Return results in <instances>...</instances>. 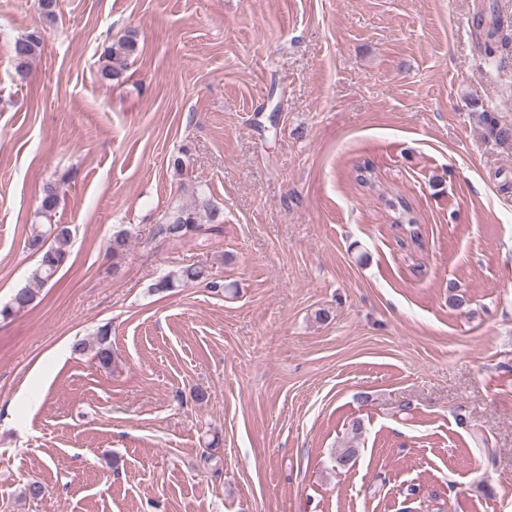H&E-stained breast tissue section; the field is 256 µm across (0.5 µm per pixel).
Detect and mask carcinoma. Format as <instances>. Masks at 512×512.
Masks as SVG:
<instances>
[{"mask_svg": "<svg viewBox=\"0 0 512 512\" xmlns=\"http://www.w3.org/2000/svg\"><path fill=\"white\" fill-rule=\"evenodd\" d=\"M45 41V29L35 27L24 37L15 41L13 56L16 72L20 79H25L30 62L40 52ZM139 51L136 34L132 33L104 49L105 63L101 68V77L105 80L120 81L126 61ZM60 183H48L43 189L38 214L47 219L56 213L61 199ZM388 208L395 214V219L410 227L409 237L413 243L420 241L417 221L412 215L408 203L403 198H391L387 202ZM224 213L212 203L205 194L196 195L194 202L189 206H182L168 213L159 232L169 240L179 242L188 237H204L211 239L223 233ZM72 231L69 226L62 224H33L31 225L30 246L38 251V262L32 271L31 279L35 284L33 288L18 290L10 304L0 309V317L8 319L13 315L32 307L37 299V289L47 285L63 268L70 258ZM129 234L120 230L112 235L109 250L113 258L121 259L127 251ZM205 282L211 288L218 287V283L210 280V271L198 265H189L173 268L166 272L155 284L157 292H167L180 288L189 283ZM109 330L102 327L97 332L93 344L80 339L73 344V350L84 352L88 349L94 352L98 363L108 368L114 361V351L108 339Z\"/></svg>", "mask_w": 512, "mask_h": 512, "instance_id": "cac0c4a2", "label": "carcinoma"}]
</instances>
